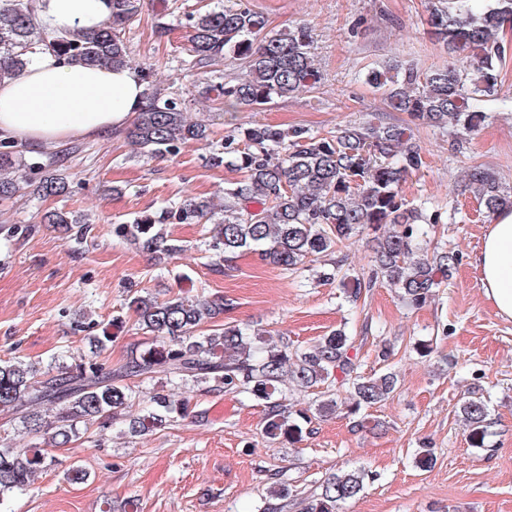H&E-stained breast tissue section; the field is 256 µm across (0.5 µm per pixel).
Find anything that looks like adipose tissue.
I'll return each instance as SVG.
<instances>
[{"label": "adipose tissue", "mask_w": 512, "mask_h": 512, "mask_svg": "<svg viewBox=\"0 0 512 512\" xmlns=\"http://www.w3.org/2000/svg\"><path fill=\"white\" fill-rule=\"evenodd\" d=\"M37 9L43 29L58 36L96 29L109 15L106 0H38ZM144 91L136 68L67 65L39 54L0 82V139L48 148L105 135L129 124ZM477 264L486 298L512 320V211H501L490 224Z\"/></svg>", "instance_id": "adipose-tissue-1"}]
</instances>
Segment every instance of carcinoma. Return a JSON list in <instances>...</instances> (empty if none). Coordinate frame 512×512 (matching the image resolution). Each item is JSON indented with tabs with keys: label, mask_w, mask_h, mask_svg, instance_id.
Wrapping results in <instances>:
<instances>
[{
	"label": "carcinoma",
	"mask_w": 512,
	"mask_h": 512,
	"mask_svg": "<svg viewBox=\"0 0 512 512\" xmlns=\"http://www.w3.org/2000/svg\"><path fill=\"white\" fill-rule=\"evenodd\" d=\"M111 13L97 30L49 37L40 28L36 0H0V80L23 70L32 55L51 53L65 63L118 67L131 63L127 28L139 15L141 0H108ZM512 17V0H437L427 19L429 33L456 62L419 73L411 67L388 80L372 71L366 81L383 90L387 106L405 112L415 125H451L466 134L484 120L475 110L482 97L497 93L500 70L507 55L498 32ZM189 42L198 61L226 55L242 61L235 83L220 84L224 111L263 106L275 98L312 91L320 71L305 26L279 35L267 32V20L248 7H213L192 17ZM206 126L187 120L175 98L152 88L135 116L128 138L147 158L177 153L190 140L205 141ZM241 173L224 188V216L203 199L141 216L133 224H118L117 237L129 240L154 258L184 251L166 232V225L214 221L208 249L231 262L242 253L291 274L319 260L354 237L366 234L375 242L373 272L386 280L402 300L419 309L436 296L461 258L459 253L431 246L437 215H428L401 195L407 178L425 167L408 125L367 123L324 135L304 129L285 130L258 124L224 137L223 151L210 157ZM0 200L16 195L30 179L29 165L15 145L0 141ZM468 187L493 220L512 209V193L485 169L467 173ZM45 197L66 192L62 177L46 176L36 186ZM41 223L78 233L87 228L63 211L43 214ZM349 301L357 302L372 281L354 276L347 282ZM128 305L138 324L162 338L115 367L99 360L108 337L91 336V356L75 367L60 366L53 374L38 363L0 359V413L19 423L17 436H48L55 447H66L91 427L107 429L128 404L125 380L150 379L162 370L182 385L244 394L262 402L265 433L298 440L310 429L308 408H294L290 393L328 384L348 388L350 413L356 415L393 396L396 373L385 369L371 376L360 372L352 337L345 329L330 331L301 348L286 341L256 346L249 328H215L196 335L203 324L230 310L222 297L176 296L159 301L132 295ZM189 414L183 400L155 392L141 411L129 419L131 438L148 435L168 422ZM473 448L485 447L492 421L489 397L472 392L458 407ZM55 458L29 448L0 449V501L28 485L39 468H51ZM370 479L364 468L341 470L325 477L304 498L303 512H341L358 498Z\"/></svg>",
	"instance_id": "carcinoma-1"
}]
</instances>
